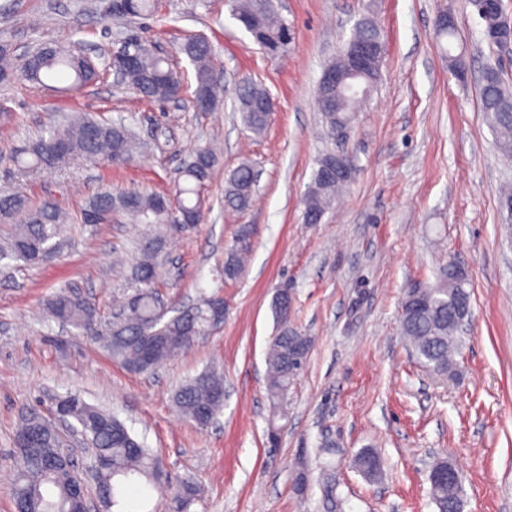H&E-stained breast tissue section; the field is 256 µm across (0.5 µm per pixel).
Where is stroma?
Masks as SVG:
<instances>
[{"mask_svg":"<svg viewBox=\"0 0 512 512\" xmlns=\"http://www.w3.org/2000/svg\"><path fill=\"white\" fill-rule=\"evenodd\" d=\"M456 20L455 50L465 78L448 68L433 21ZM293 30L287 55L271 56L230 16L229 0H158L148 19L104 15L101 0H0V43L25 53L42 43L76 46L97 67L135 35L174 54L186 81L194 69L178 48L190 35L208 38L222 72L224 103L196 111L190 99L160 107L104 76L79 92L36 87L16 77L0 85V191L54 199L71 216L104 189L170 192L191 148L215 144L220 165L204 188L201 224L173 232L162 252V293L174 303L199 292L224 297V324L155 371L135 374L101 342L52 318L61 292L95 304L102 319L129 293L112 253L138 231L121 216L80 224L46 265L0 267V472L14 462L22 413L48 412L55 398L80 394L114 413L158 457L169 479L165 496L128 493L129 512H174V494L192 480L190 512H324L320 465L336 485L341 512H435L428 475L445 458L459 468L465 512H512V241L498 196L512 186V161L494 149L479 106L485 67L512 89V49L489 46L468 0H279ZM373 14L385 43L381 77L357 113L344 145L356 175L322 223L302 221V198L315 161L332 144L324 135L314 90L354 22ZM245 81L267 88L276 107L263 135L245 132L235 91ZM124 120L162 147L125 165L101 158L22 175L15 162L29 137L61 113ZM250 160L260 173L243 213L224 208L228 171ZM254 228L242 275L220 270L236 225ZM454 261L472 283V315L456 357V384L437 383L400 331L404 287L432 278ZM293 290V318L312 346L288 396L280 444L269 450L272 419L266 354L277 321L272 300ZM213 369L224 378V410L198 426L173 395L188 378ZM383 467L370 478L353 464L361 449ZM306 455L313 479L298 493L293 478Z\"/></svg>","mask_w":512,"mask_h":512,"instance_id":"1","label":"stroma"}]
</instances>
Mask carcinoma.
<instances>
[{
    "label": "carcinoma",
    "instance_id": "1",
    "mask_svg": "<svg viewBox=\"0 0 512 512\" xmlns=\"http://www.w3.org/2000/svg\"><path fill=\"white\" fill-rule=\"evenodd\" d=\"M155 8L156 0H123L116 16L143 18L153 15ZM231 12L235 20L240 17L251 20L250 36L254 43L262 44L271 54L288 50L290 28L273 6L264 4L263 0H233ZM350 39L371 41L384 49L378 23L370 16L355 24ZM137 50L140 63L128 74L126 85L148 102L166 104L176 100L183 84L181 72L153 45L141 42ZM180 52L194 68L193 98L223 101L224 88L214 77L216 52L212 44L203 38H191L182 43ZM444 53L455 75L461 77L467 73L464 52H454L450 44ZM19 71L39 85L63 78L70 82L73 90L92 84L100 76L90 58L79 57L72 49L53 45L47 54L28 56L19 64L12 48L1 43L0 84H10ZM236 97L244 129L255 136L263 134L270 113L261 108V103L271 100L270 92L256 83L245 82L237 88ZM365 98L367 95L363 93H345L337 98L333 108L321 111L329 134H336L342 127L350 128ZM479 101L481 112L495 132L497 152L512 160V92L505 88L494 68L482 74ZM143 150L123 122L71 113L63 123L32 138L19 152L16 162L25 170H54L75 158L95 161L105 157L115 164H126ZM334 162L332 152L316 160L317 168L302 200L306 224L320 223L335 207L339 191L348 185L346 181L324 175L325 168ZM218 164L219 156L214 148L198 147L178 170L174 193L103 190L85 202L76 223H85V215L97 210L102 214L103 224L111 223L112 216L121 214L129 223L157 232L176 224H196L205 206L201 189ZM255 175V166L249 160L229 171L224 188L225 208L244 212L252 206L256 194ZM0 223L12 225L6 247L0 249V259L11 257L25 261L35 248L54 254L70 230L55 202H33L21 192L0 193ZM153 243L154 247L119 260L121 266L127 267L132 293L120 301L110 320L101 321L95 306L77 294L60 293L48 306L52 317L103 342L112 358L135 372L154 370L219 327L214 321L217 296L202 293L193 305L175 310V314L167 318L162 335H157L154 322L160 315L169 313V309L159 292V282L164 276L160 260L162 236H155ZM252 248L250 228L238 225L224 257L225 279L234 281L241 275ZM422 285L419 295L423 307L412 309L401 305V332L409 340L420 364L432 374L446 378L454 369L456 333L464 324L462 310L472 302V284L464 271L450 263L438 269L434 281H424ZM274 312L278 327L267 351L266 363L267 394L272 418L276 419L286 416L289 391L306 362L311 344L290 324L289 309L282 307L278 295ZM223 391V378L214 370H204L177 389L174 404L187 419L206 425L222 413ZM66 397L71 401V420L94 448L98 468L95 494L105 512H123L128 489L134 485H144L147 492L162 489L165 478L154 454L124 423L88 404L78 394L68 393ZM59 443L52 420L36 410L22 416L14 435L16 465L8 487L15 512H82L85 498L75 490V472L65 462L54 459V448ZM354 465L363 474L375 476L382 462L373 451L363 449L355 455ZM430 494L437 512H458L463 504L459 483L451 487L434 485ZM195 497V484L188 480L182 483L176 500L177 512H189Z\"/></svg>",
    "mask_w": 512,
    "mask_h": 512
}]
</instances>
